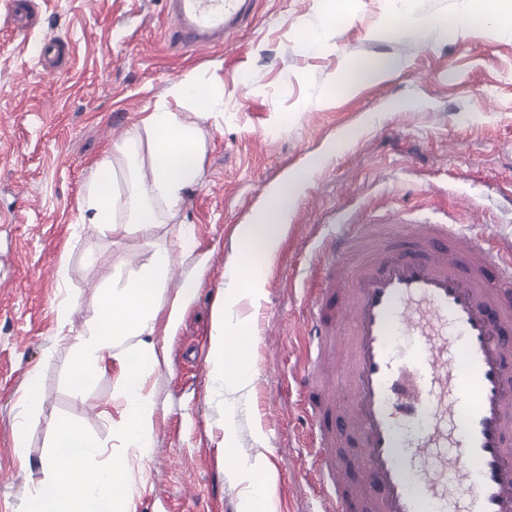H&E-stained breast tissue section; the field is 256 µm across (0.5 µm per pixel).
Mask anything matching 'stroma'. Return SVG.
Here are the masks:
<instances>
[{
    "instance_id": "35a3bbf8",
    "label": "stroma",
    "mask_w": 512,
    "mask_h": 512,
    "mask_svg": "<svg viewBox=\"0 0 512 512\" xmlns=\"http://www.w3.org/2000/svg\"><path fill=\"white\" fill-rule=\"evenodd\" d=\"M256 0L228 45L177 50L165 0H31L26 20L0 0V512H27L54 444L51 425L79 424L112 457L121 408L112 368L85 386L71 379L72 345L109 288L132 279L158 248L173 269L161 310L183 281L199 288L154 340L167 362L149 377L154 439L130 457L134 512H238L240 488L224 464V415L235 406L239 443L275 475L279 512H319L301 442L295 382L321 286L327 236L355 215L393 210L438 223L484 224L512 239V36L495 28L395 36L397 13H462L469 0ZM317 32L318 47L304 44ZM54 53L41 56L43 44ZM399 61L387 78L345 92L335 81L362 61ZM215 80L224 109L201 121L202 176L164 224L109 229L80 221L97 162L186 73ZM309 167L259 304L242 302L255 336L245 395L213 384L212 315L234 231L289 170ZM41 407L28 445L13 424L26 376Z\"/></svg>"
}]
</instances>
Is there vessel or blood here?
<instances>
[{
    "instance_id": "b4317fda",
    "label": "vessel or blood",
    "mask_w": 512,
    "mask_h": 512,
    "mask_svg": "<svg viewBox=\"0 0 512 512\" xmlns=\"http://www.w3.org/2000/svg\"><path fill=\"white\" fill-rule=\"evenodd\" d=\"M178 47L198 49L248 21L254 0H168ZM298 377L328 487L322 512H512V242L474 224L397 211L333 233ZM406 348L392 345L395 336ZM473 401L462 405V393ZM428 423L403 443L399 429ZM348 442L354 464L336 458Z\"/></svg>"
}]
</instances>
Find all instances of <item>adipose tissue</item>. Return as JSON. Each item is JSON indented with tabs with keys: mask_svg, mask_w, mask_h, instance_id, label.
<instances>
[{
	"mask_svg": "<svg viewBox=\"0 0 512 512\" xmlns=\"http://www.w3.org/2000/svg\"><path fill=\"white\" fill-rule=\"evenodd\" d=\"M512 30V9L502 0H471L467 13L423 20L397 14L388 21L392 32L403 36L423 35L433 31H465L478 24ZM170 101L159 102L141 120L153 148L149 173H142L138 163V144L125 140L113 144V154L122 155L127 163V182L123 193L111 192L113 167L109 158L95 166L82 210L89 223L105 227L123 223L145 226L162 223L158 203L175 209L185 192L197 184L201 173L204 141L201 129L172 111L170 102L187 101L200 117H208L221 105L213 83L185 74L175 82ZM307 173H287L276 185L265 206L250 223L236 228L237 256L224 272V290L214 312L211 358L216 380L225 393L247 390L253 379L251 330L235 313L242 300L257 302L266 276V261L280 247L287 228V218L306 181ZM172 265L169 251L157 249L135 278L112 289L94 315L99 334L79 338L73 379L84 385L111 365H119L121 389L115 399L122 406L120 440L122 447L148 455L153 441L154 402L147 388V378L165 361L154 336L159 320L158 297ZM138 337L136 346L112 354V344ZM54 451L42 468L49 478L51 495L35 493L29 512H129L130 494L123 488L130 481L125 458L94 465L97 445L77 425L61 421L55 426ZM224 460L231 466L236 483L245 487L240 512H254V500L267 504L266 512H275L269 503L271 477H258L256 465L250 464L239 447L234 412L224 420Z\"/></svg>",
	"mask_w": 512,
	"mask_h": 512,
	"instance_id": "1",
	"label": "adipose tissue"
}]
</instances>
